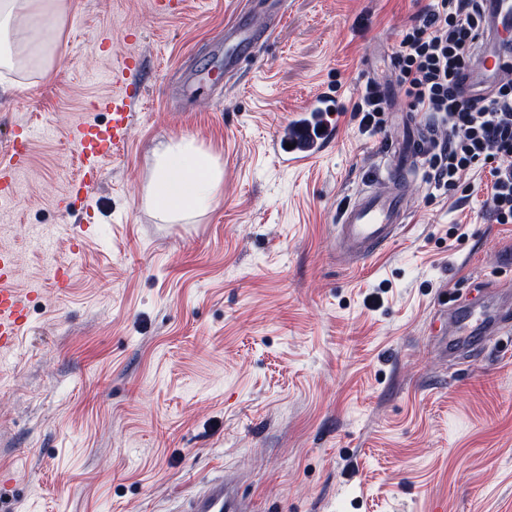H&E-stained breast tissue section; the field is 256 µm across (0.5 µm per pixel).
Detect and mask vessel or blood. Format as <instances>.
I'll list each match as a JSON object with an SVG mask.
<instances>
[{
	"instance_id": "b4317fda",
	"label": "vessel or blood",
	"mask_w": 512,
	"mask_h": 512,
	"mask_svg": "<svg viewBox=\"0 0 512 512\" xmlns=\"http://www.w3.org/2000/svg\"><path fill=\"white\" fill-rule=\"evenodd\" d=\"M486 13L492 15L498 30L512 31V0H485ZM231 48L224 56V66L237 68L251 55L256 35L244 22H237L227 31ZM139 61L127 56L121 67L110 74L119 93L98 98L97 111L107 113L109 121L100 127L90 122L76 125L71 140L78 147L84 161L75 183L77 190L92 191L99 173V163L111 156L129 136L130 116L143 97L140 86L130 80ZM501 72V62L493 54H485L466 81L473 90H483L486 83ZM341 118L340 104L335 95L320 93L311 98L304 108L295 113L285 133L272 142L275 155L284 163L297 164L321 154L334 140ZM29 130H21L13 141L7 161L0 162V197L10 198L19 171L24 167L28 153L26 145ZM430 139L427 127H410L399 143L388 145L390 158L387 172L380 182L367 185L349 201L341 212L336 226L340 247L353 258L365 260L381 247L392 243L407 222L404 208L405 180L418 163L420 153ZM12 255L0 251V350H10L28 324L29 300L9 288ZM448 350L455 351L477 342H486L512 331V310L486 301L478 308H464L447 321ZM179 512H250L249 504L223 478H215L204 488L186 498Z\"/></svg>"
}]
</instances>
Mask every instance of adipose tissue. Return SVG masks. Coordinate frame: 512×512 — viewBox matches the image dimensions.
I'll list each match as a JSON object with an SVG mask.
<instances>
[{
  "mask_svg": "<svg viewBox=\"0 0 512 512\" xmlns=\"http://www.w3.org/2000/svg\"><path fill=\"white\" fill-rule=\"evenodd\" d=\"M66 9V0H0V66L10 70L18 56L34 57ZM153 159L145 201L160 220L182 224L218 201L224 170L195 139L160 143Z\"/></svg>",
  "mask_w": 512,
  "mask_h": 512,
  "instance_id": "adipose-tissue-1",
  "label": "adipose tissue"
}]
</instances>
